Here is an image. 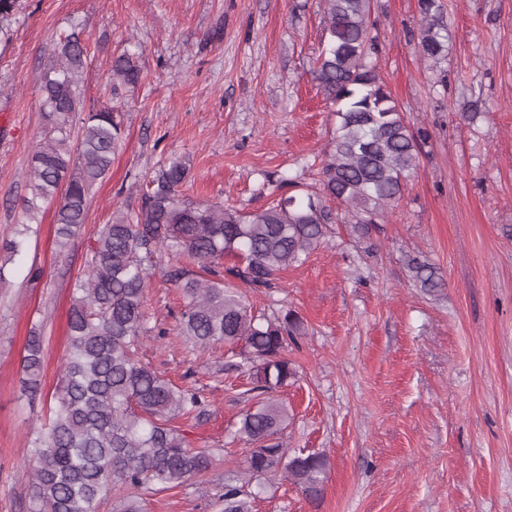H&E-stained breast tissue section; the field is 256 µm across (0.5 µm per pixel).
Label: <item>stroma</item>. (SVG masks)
<instances>
[{"label": "stroma", "instance_id": "obj_1", "mask_svg": "<svg viewBox=\"0 0 512 512\" xmlns=\"http://www.w3.org/2000/svg\"><path fill=\"white\" fill-rule=\"evenodd\" d=\"M438 2L448 41L435 62L413 40L417 0H373L371 62L411 127L430 135L372 233L376 250L361 253L336 225L329 244L247 294L256 311L304 321L288 347L298 377L276 393L289 412L283 439L290 452L329 459L319 505L278 480L251 512H512V0ZM73 23L90 49L86 106L108 101L112 57L127 45L143 51V78L125 93L122 144L68 254L55 251L50 208L14 256L1 244L22 220L43 143V67L53 34ZM322 32L318 0H20L12 39L0 43V512H31L33 428L60 373L75 282L113 210L137 206L144 181L172 158L189 167L188 198L246 212L267 204L270 179L317 182L335 127L312 75ZM473 105L478 117L463 120ZM415 255L438 267L441 288L412 280ZM185 304L156 274L140 357L177 385L192 372L207 411L176 424L218 461L144 493L142 512H223L224 482L243 467L236 430L256 403L249 373L224 345L202 351L179 336ZM34 333L45 362L33 393L22 358Z\"/></svg>", "mask_w": 512, "mask_h": 512}]
</instances>
